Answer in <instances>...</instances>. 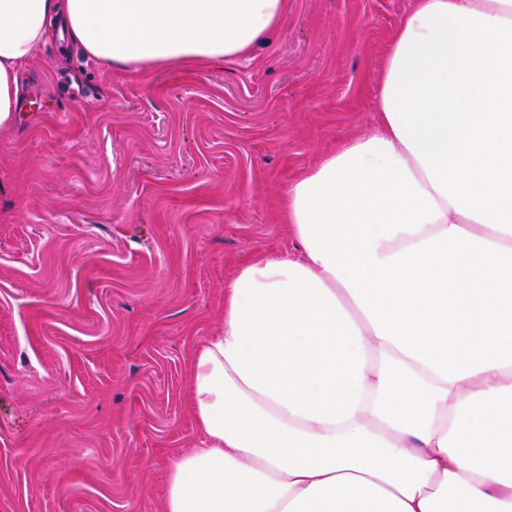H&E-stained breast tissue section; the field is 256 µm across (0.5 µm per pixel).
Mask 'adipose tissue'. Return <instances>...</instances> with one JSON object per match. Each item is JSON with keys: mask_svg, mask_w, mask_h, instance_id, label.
Returning <instances> with one entry per match:
<instances>
[{"mask_svg": "<svg viewBox=\"0 0 512 512\" xmlns=\"http://www.w3.org/2000/svg\"><path fill=\"white\" fill-rule=\"evenodd\" d=\"M286 0H0V128L52 35L249 56ZM301 257L224 287L163 512H512V0H413L367 135L287 190Z\"/></svg>", "mask_w": 512, "mask_h": 512, "instance_id": "obj_1", "label": "adipose tissue"}]
</instances>
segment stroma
Masks as SVG:
<instances>
[{
	"mask_svg": "<svg viewBox=\"0 0 512 512\" xmlns=\"http://www.w3.org/2000/svg\"><path fill=\"white\" fill-rule=\"evenodd\" d=\"M412 0H286L221 67L49 43L0 130V512H163L224 286L299 255L288 187L365 135Z\"/></svg>",
	"mask_w": 512,
	"mask_h": 512,
	"instance_id": "35a3bbf8",
	"label": "stroma"
}]
</instances>
